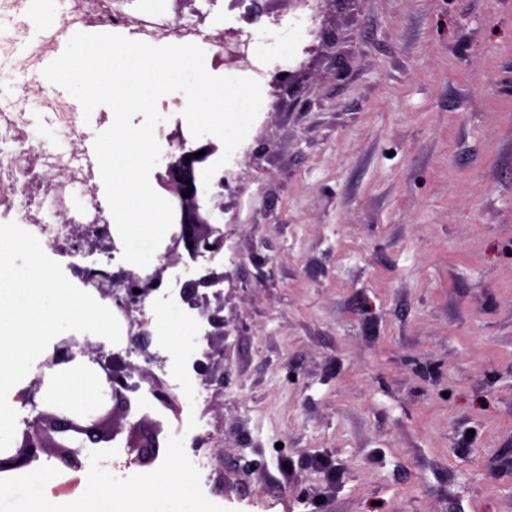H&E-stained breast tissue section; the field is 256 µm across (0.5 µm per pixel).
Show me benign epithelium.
Masks as SVG:
<instances>
[{
	"mask_svg": "<svg viewBox=\"0 0 512 512\" xmlns=\"http://www.w3.org/2000/svg\"><path fill=\"white\" fill-rule=\"evenodd\" d=\"M206 153L198 158L200 150ZM218 147L211 141H200L188 150L168 155L158 175L162 197L177 205L182 223L181 241L178 250L167 255L164 268L183 264L190 271L189 278L182 284V295L186 302L197 307L210 320V327L223 331L224 319L218 312L210 311L203 302L201 290L212 288L223 279L217 272L198 273L191 267L197 255L208 252V247L219 252L224 249V236L212 227L215 213L200 198L199 172L210 163ZM191 181V185L184 181ZM193 187L191 196L182 197L188 187ZM98 364L101 369V397L91 411L65 409L56 404L38 406L35 395L44 384L43 375H38L34 386L27 389L25 398L36 415L25 421V428L18 435L12 448L0 451V473L15 474L31 471L42 456L55 457L59 467L78 472L83 462L71 444L76 441L98 444L122 436L123 448L129 459L138 466L153 464L166 448L161 421L143 415L124 391L126 378L139 374L145 378L149 369L134 365L119 356H108L100 344L85 342L78 352ZM66 343L54 347L52 365L61 367L73 362L76 354ZM146 391L154 399L156 410H171L175 396L170 387L161 381L150 380Z\"/></svg>",
	"mask_w": 512,
	"mask_h": 512,
	"instance_id": "benign-epithelium-1",
	"label": "benign epithelium"
}]
</instances>
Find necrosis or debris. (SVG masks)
Segmentation results:
<instances>
[{"label": "necrosis or debris", "mask_w": 512, "mask_h": 512, "mask_svg": "<svg viewBox=\"0 0 512 512\" xmlns=\"http://www.w3.org/2000/svg\"><path fill=\"white\" fill-rule=\"evenodd\" d=\"M31 0H0V223L16 222L34 234L45 253L75 254L78 265L68 278L87 289L83 269L119 276L118 296L132 288V267L117 258L121 237L100 190V166L82 150L87 124L70 97L46 90L40 79L43 60L55 53L58 37L109 27L148 44H187L200 34L197 22L173 23L169 13L137 10L132 0H62L52 29L32 33L26 16ZM157 300H144L131 311H116L121 326L118 352L133 355L140 336H148L164 365L168 330L154 317L162 302L191 324L193 339L180 356L185 377L197 379L203 365L216 362L207 342L208 323L182 300L181 288L160 285ZM210 437L203 414L191 412L179 446L196 462L194 479L208 483L217 469L206 453Z\"/></svg>", "instance_id": "necrosis-or-debris-1"}]
</instances>
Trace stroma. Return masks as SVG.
I'll return each mask as SVG.
<instances>
[{
  "label": "stroma",
  "instance_id": "obj_1",
  "mask_svg": "<svg viewBox=\"0 0 512 512\" xmlns=\"http://www.w3.org/2000/svg\"><path fill=\"white\" fill-rule=\"evenodd\" d=\"M194 512H512V0H266ZM167 455L194 396L177 363ZM106 488L157 479L78 446Z\"/></svg>",
  "mask_w": 512,
  "mask_h": 512
}]
</instances>
